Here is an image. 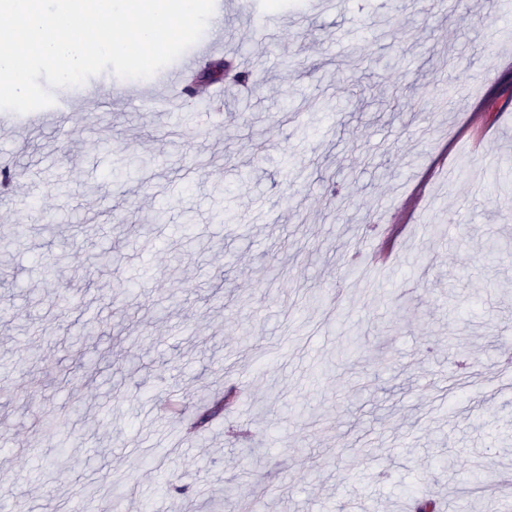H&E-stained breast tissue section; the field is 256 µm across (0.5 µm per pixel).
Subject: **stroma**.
Listing matches in <instances>:
<instances>
[{
  "instance_id": "stroma-1",
  "label": "stroma",
  "mask_w": 512,
  "mask_h": 512,
  "mask_svg": "<svg viewBox=\"0 0 512 512\" xmlns=\"http://www.w3.org/2000/svg\"><path fill=\"white\" fill-rule=\"evenodd\" d=\"M510 27L224 0L251 73L210 119L101 87L0 124V512H512Z\"/></svg>"
}]
</instances>
